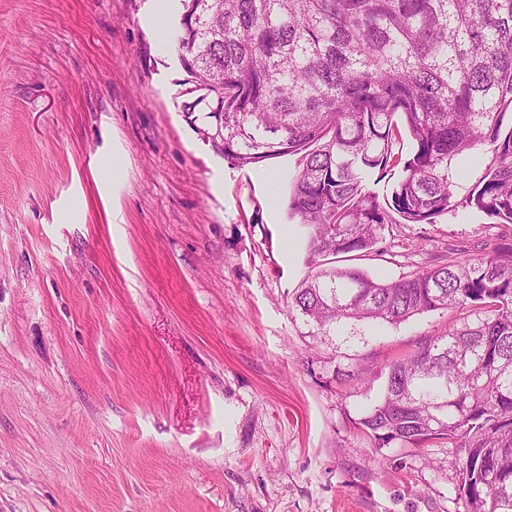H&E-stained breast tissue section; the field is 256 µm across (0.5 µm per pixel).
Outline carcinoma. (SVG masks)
Listing matches in <instances>:
<instances>
[{
    "label": "carcinoma",
    "mask_w": 512,
    "mask_h": 512,
    "mask_svg": "<svg viewBox=\"0 0 512 512\" xmlns=\"http://www.w3.org/2000/svg\"><path fill=\"white\" fill-rule=\"evenodd\" d=\"M180 2L183 108L207 112L213 147L241 168L303 154L288 217L317 268L291 298L306 324L463 313L380 368L360 425L379 448L448 441L467 512H512V0ZM461 209L501 229L478 254L391 281L327 265Z\"/></svg>",
    "instance_id": "obj_1"
}]
</instances>
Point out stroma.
<instances>
[{
  "label": "stroma",
  "instance_id": "stroma-1",
  "mask_svg": "<svg viewBox=\"0 0 512 512\" xmlns=\"http://www.w3.org/2000/svg\"><path fill=\"white\" fill-rule=\"evenodd\" d=\"M0 0V512H466L456 451L376 447L358 381L457 313L319 336L286 209L183 110L178 10ZM393 225L380 280L493 237Z\"/></svg>",
  "mask_w": 512,
  "mask_h": 512
}]
</instances>
